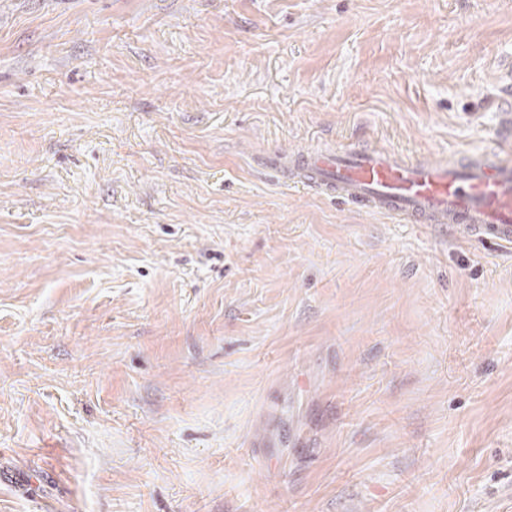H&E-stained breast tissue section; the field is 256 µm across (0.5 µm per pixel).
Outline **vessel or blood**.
Instances as JSON below:
<instances>
[{
    "instance_id": "1",
    "label": "vessel or blood",
    "mask_w": 512,
    "mask_h": 512,
    "mask_svg": "<svg viewBox=\"0 0 512 512\" xmlns=\"http://www.w3.org/2000/svg\"><path fill=\"white\" fill-rule=\"evenodd\" d=\"M288 173L369 210L512 248L511 155L465 151L450 161H409L384 147L339 146L289 155Z\"/></svg>"
}]
</instances>
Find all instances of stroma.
<instances>
[{"label": "stroma", "instance_id": "35a3bbf8", "mask_svg": "<svg viewBox=\"0 0 512 512\" xmlns=\"http://www.w3.org/2000/svg\"><path fill=\"white\" fill-rule=\"evenodd\" d=\"M509 85L512 0H0V512H512V248L276 165Z\"/></svg>", "mask_w": 512, "mask_h": 512}]
</instances>
